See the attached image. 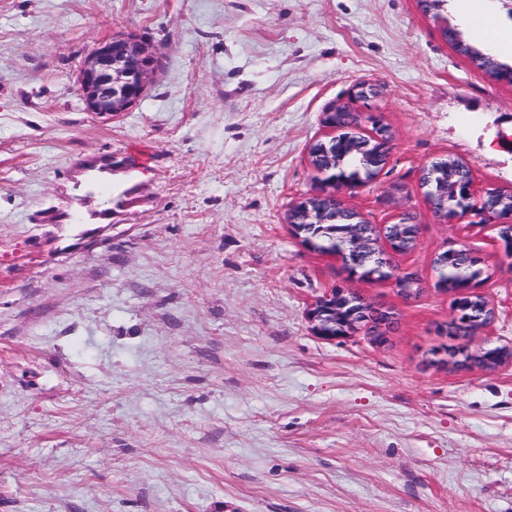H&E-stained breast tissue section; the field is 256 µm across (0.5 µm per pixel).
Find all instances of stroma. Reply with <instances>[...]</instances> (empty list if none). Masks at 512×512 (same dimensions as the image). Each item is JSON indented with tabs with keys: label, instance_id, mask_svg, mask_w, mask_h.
<instances>
[{
	"label": "stroma",
	"instance_id": "35a3bbf8",
	"mask_svg": "<svg viewBox=\"0 0 512 512\" xmlns=\"http://www.w3.org/2000/svg\"><path fill=\"white\" fill-rule=\"evenodd\" d=\"M446 27L471 38L448 2L0 0V512H512V360L451 366L433 264L480 258L487 349L512 346V257L420 182L454 156L512 191V85ZM125 29L163 70L128 112H86L83 56ZM360 82L389 159L339 196L373 224L415 216L392 258L422 281L409 300L288 223ZM339 285L394 312L386 343L314 332Z\"/></svg>",
	"mask_w": 512,
	"mask_h": 512
}]
</instances>
